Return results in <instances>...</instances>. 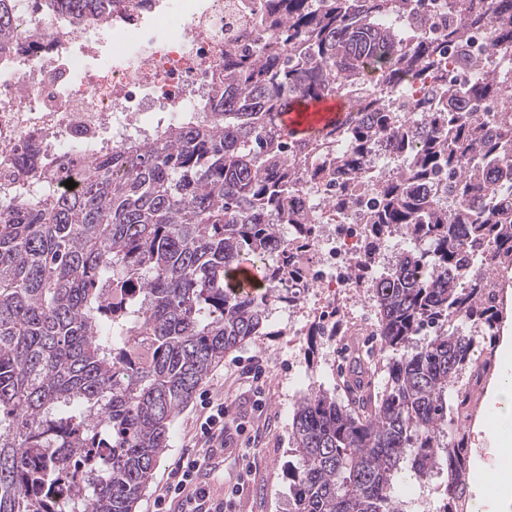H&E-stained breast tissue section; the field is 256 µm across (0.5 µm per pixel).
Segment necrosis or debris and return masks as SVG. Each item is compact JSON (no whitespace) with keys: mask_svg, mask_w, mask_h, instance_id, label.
<instances>
[{"mask_svg":"<svg viewBox=\"0 0 512 512\" xmlns=\"http://www.w3.org/2000/svg\"><path fill=\"white\" fill-rule=\"evenodd\" d=\"M103 24H73L18 0V36L0 59V202L30 189V164H56L72 157L67 176L82 182L86 165L101 153L121 148L129 136L150 138L154 126L202 111L224 53L254 40L259 0H153L136 9L124 0ZM179 11L177 28L165 25ZM157 123V124H158ZM344 180L302 184L294 196L311 217V241L301 262L313 273L292 305L267 304L272 320L295 318L298 306L320 308L338 292L359 289L343 355H371L361 310L373 285L379 253L368 249L363 217L373 211V186H359L348 210L334 213L332 199Z\"/></svg>","mask_w":512,"mask_h":512,"instance_id":"necrosis-or-debris-1","label":"necrosis or debris"}]
</instances>
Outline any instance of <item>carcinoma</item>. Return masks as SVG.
Segmentation results:
<instances>
[{"instance_id":"cac0c4a2","label":"carcinoma","mask_w":512,"mask_h":512,"mask_svg":"<svg viewBox=\"0 0 512 512\" xmlns=\"http://www.w3.org/2000/svg\"><path fill=\"white\" fill-rule=\"evenodd\" d=\"M113 0H41L73 21L106 23ZM414 0H260L264 44L224 54L210 112L171 123L92 161L77 195L49 190L64 164L34 169L45 190L0 205V512H136L170 447L177 414L224 356L261 334L260 295L227 287L252 256L265 288L299 280L280 229L305 232L306 213L285 208L303 180L327 177L319 155L338 144L336 172L361 178L384 140L407 166L377 185L373 238L394 229L413 249L371 290L387 381L369 410L318 389L296 402L297 463L288 466V512H400L397 486L424 483L448 463L446 512L466 492L463 374L479 367L477 338L495 335L499 304L484 280L512 257V78L467 50L472 28L490 27L488 49L512 48V0H451L441 37L405 38L391 17ZM14 0H0V43L14 36ZM395 120L366 86L365 68L390 91L409 72L444 64ZM345 99L336 124L311 137L285 130L294 99ZM507 107L482 112L488 100ZM439 187L453 208L432 195ZM434 332L421 340V330Z\"/></svg>"}]
</instances>
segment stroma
I'll return each mask as SVG.
<instances>
[{
    "label": "stroma",
    "instance_id": "obj_1",
    "mask_svg": "<svg viewBox=\"0 0 512 512\" xmlns=\"http://www.w3.org/2000/svg\"><path fill=\"white\" fill-rule=\"evenodd\" d=\"M502 318L496 336L482 339L480 350L493 354L496 370L508 361L499 348L503 336L512 334V270L504 271ZM262 357L266 373L261 381L247 377L243 367L249 357ZM335 390L341 400H348V380L336 365V354L315 336L312 323L300 319L298 328L280 322H268L261 336L227 354L214 368L202 391L221 397L231 414L249 421L250 429L236 437L215 467L202 470L200 480L214 496L223 498L228 512H288V463L291 461L290 424L298 394L319 387ZM200 405L190 403L174 421L173 438L159 459L143 491L136 512H151L154 492L167 471L188 443L192 420ZM490 411L488 399H481L479 410L465 428L464 445L469 450L470 498H478L491 481L486 471L489 457L487 442L480 430ZM247 474L246 489L233 493L238 475Z\"/></svg>",
    "mask_w": 512,
    "mask_h": 512
}]
</instances>
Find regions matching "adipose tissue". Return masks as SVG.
<instances>
[{
    "label": "adipose tissue",
    "mask_w": 512,
    "mask_h": 512,
    "mask_svg": "<svg viewBox=\"0 0 512 512\" xmlns=\"http://www.w3.org/2000/svg\"><path fill=\"white\" fill-rule=\"evenodd\" d=\"M492 412L481 430L490 441L494 462L492 497L488 512H505L512 506V372L503 371L491 398Z\"/></svg>",
    "instance_id": "obj_1"
}]
</instances>
